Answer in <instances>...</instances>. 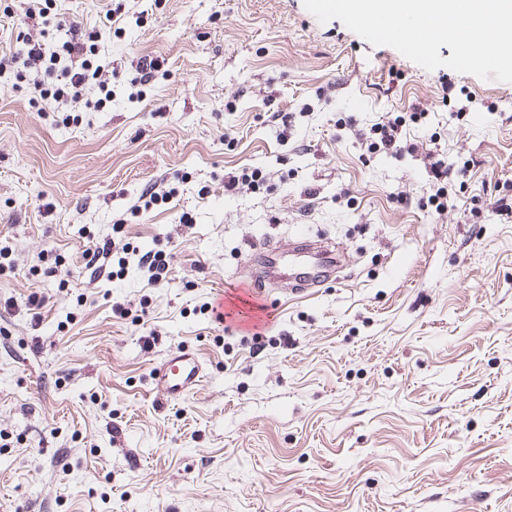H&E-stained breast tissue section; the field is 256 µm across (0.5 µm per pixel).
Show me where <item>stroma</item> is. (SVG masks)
Wrapping results in <instances>:
<instances>
[{"instance_id": "obj_1", "label": "stroma", "mask_w": 512, "mask_h": 512, "mask_svg": "<svg viewBox=\"0 0 512 512\" xmlns=\"http://www.w3.org/2000/svg\"><path fill=\"white\" fill-rule=\"evenodd\" d=\"M56 7L126 81L64 125L35 70L0 69V512H512V83L426 70L303 0ZM144 56L166 73L135 97ZM396 117L401 151L368 149ZM429 152L454 163L440 213ZM244 168L263 186L225 195ZM301 226L342 252L323 287L267 290L258 339L199 313ZM107 233L165 250V279L89 267ZM50 252L69 276L32 273ZM177 348L206 376L163 408L149 377Z\"/></svg>"}]
</instances>
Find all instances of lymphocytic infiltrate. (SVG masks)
I'll return each mask as SVG.
<instances>
[{
  "instance_id": "1",
  "label": "lymphocytic infiltrate",
  "mask_w": 512,
  "mask_h": 512,
  "mask_svg": "<svg viewBox=\"0 0 512 512\" xmlns=\"http://www.w3.org/2000/svg\"><path fill=\"white\" fill-rule=\"evenodd\" d=\"M53 3L54 0H30L18 22L27 28L29 21L37 18L42 25L65 31L67 39L59 49L48 50L44 33L27 28L20 49L0 58L1 67L20 62L30 68L42 69L43 76L35 80L34 89L39 95L40 110L44 113L59 112L68 101L83 97L85 91L93 87L107 96L112 93V67L109 61L95 53L97 32H83L80 22L58 13ZM93 255L104 259L113 256L111 236L94 239ZM116 259L119 268L133 265L146 271L147 281L151 284L161 281L168 272L167 255L161 250L143 252L126 248Z\"/></svg>"
}]
</instances>
